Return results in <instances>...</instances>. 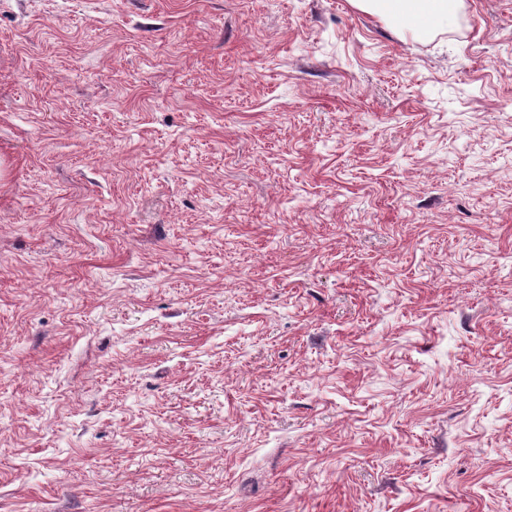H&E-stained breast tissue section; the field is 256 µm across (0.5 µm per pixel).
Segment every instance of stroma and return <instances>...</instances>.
<instances>
[{
	"instance_id": "35a3bbf8",
	"label": "stroma",
	"mask_w": 512,
	"mask_h": 512,
	"mask_svg": "<svg viewBox=\"0 0 512 512\" xmlns=\"http://www.w3.org/2000/svg\"><path fill=\"white\" fill-rule=\"evenodd\" d=\"M0 512H512V0H0ZM458 0H351L358 9L382 20L400 19L413 33L448 26Z\"/></svg>"
}]
</instances>
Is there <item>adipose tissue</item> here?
<instances>
[{"instance_id":"1","label":"adipose tissue","mask_w":512,"mask_h":512,"mask_svg":"<svg viewBox=\"0 0 512 512\" xmlns=\"http://www.w3.org/2000/svg\"><path fill=\"white\" fill-rule=\"evenodd\" d=\"M455 0H352L358 9L390 21L400 19L415 33L446 27Z\"/></svg>"}]
</instances>
